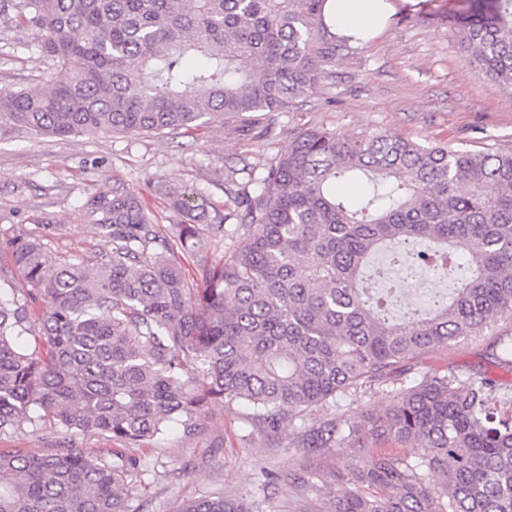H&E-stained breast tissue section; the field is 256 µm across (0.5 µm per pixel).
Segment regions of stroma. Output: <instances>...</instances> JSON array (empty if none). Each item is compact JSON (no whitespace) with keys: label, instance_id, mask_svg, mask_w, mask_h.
I'll return each instance as SVG.
<instances>
[{"label":"stroma","instance_id":"35a3bbf8","mask_svg":"<svg viewBox=\"0 0 512 512\" xmlns=\"http://www.w3.org/2000/svg\"><path fill=\"white\" fill-rule=\"evenodd\" d=\"M466 0H425L421 8L398 10L384 32L368 44L340 41L332 58L321 59L324 78L303 102L274 113V140L241 139L220 123L164 135L105 134L55 137L16 130L0 137V263L13 237L37 234L69 257L100 245L99 228L84 216L86 197L115 189L139 195L164 231L176 219L155 191L166 181L223 194L214 180L227 167L261 164L287 150L300 129L315 126L350 138L385 131L422 145L448 143L460 150L512 153V87L493 82L467 65L460 34L432 20L435 11L459 10ZM31 27H9L0 17V95L34 88L46 80L48 65ZM512 334V316L496 318L485 335L431 352L418 371L462 369L477 364L489 343ZM200 433L176 432L138 449L148 473L145 486L132 490L129 512H173L185 498L215 492L255 501L261 512H315L329 502L332 488H301L294 482L305 454L294 447L298 423L284 424L275 438L252 427L241 406L201 409ZM78 448L114 460L122 443L98 434H68L20 421L0 433V452L50 454ZM279 480L263 485V472Z\"/></svg>","mask_w":512,"mask_h":512}]
</instances>
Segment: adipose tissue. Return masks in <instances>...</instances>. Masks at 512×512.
<instances>
[{
    "mask_svg": "<svg viewBox=\"0 0 512 512\" xmlns=\"http://www.w3.org/2000/svg\"><path fill=\"white\" fill-rule=\"evenodd\" d=\"M418 3L419 0H400L396 5L390 0H326L324 22L336 37L359 45L386 28L398 5L414 7Z\"/></svg>",
    "mask_w": 512,
    "mask_h": 512,
    "instance_id": "ef3b65f1",
    "label": "adipose tissue"
}]
</instances>
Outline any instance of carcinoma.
<instances>
[{
	"mask_svg": "<svg viewBox=\"0 0 512 512\" xmlns=\"http://www.w3.org/2000/svg\"><path fill=\"white\" fill-rule=\"evenodd\" d=\"M325 2L0 0V13L40 31L52 66L41 89L0 97V130L156 133L285 112L322 77L312 21ZM435 17L460 31L470 66L512 86V0ZM356 178L361 197L336 191ZM217 188L221 205L204 189L157 184L180 217L170 235L135 192L89 198L101 247L88 258L36 235L11 243L0 433L24 417L140 448L192 433L208 405L238 404L271 433L310 419L294 442L306 449L295 480L335 489L315 512H512L500 380L481 368L413 373L415 360L512 314V153L308 127L261 171ZM226 224L236 244L212 259ZM422 270L442 289L413 308L405 290ZM487 354L511 371L512 336ZM384 386L389 407L360 427L332 411L340 395ZM382 438L414 445L417 459L369 450ZM333 448L352 461L316 464ZM144 472L134 455L0 452V512H128ZM174 512L256 510L214 493Z\"/></svg>",
	"mask_w": 512,
	"mask_h": 512,
	"instance_id": "carcinoma-1",
	"label": "carcinoma"
}]
</instances>
